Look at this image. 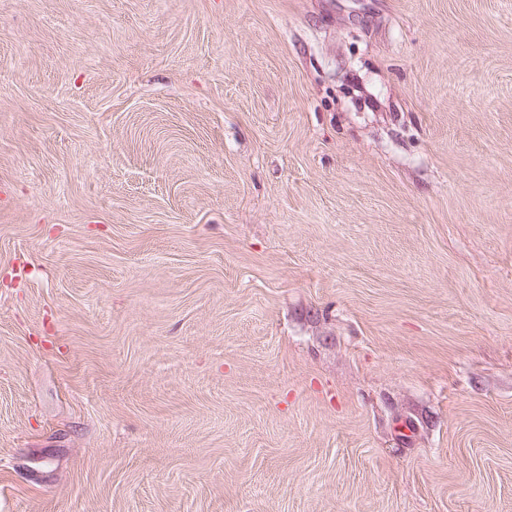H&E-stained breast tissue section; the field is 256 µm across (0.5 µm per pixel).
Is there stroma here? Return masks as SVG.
<instances>
[{"mask_svg": "<svg viewBox=\"0 0 512 512\" xmlns=\"http://www.w3.org/2000/svg\"><path fill=\"white\" fill-rule=\"evenodd\" d=\"M0 512H512V0H0Z\"/></svg>", "mask_w": 512, "mask_h": 512, "instance_id": "obj_1", "label": "stroma"}]
</instances>
